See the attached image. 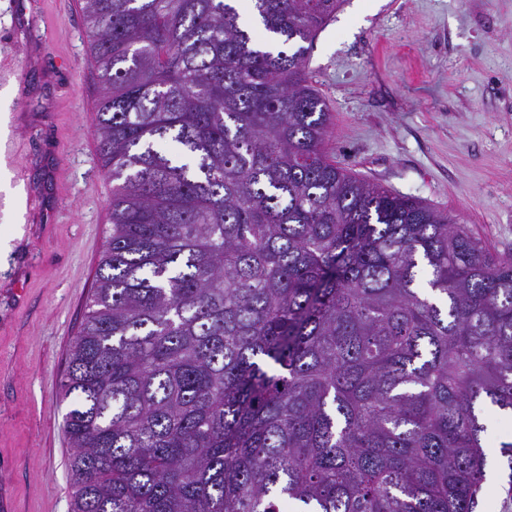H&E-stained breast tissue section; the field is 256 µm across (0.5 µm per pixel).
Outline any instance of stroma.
<instances>
[{
    "label": "stroma",
    "mask_w": 512,
    "mask_h": 512,
    "mask_svg": "<svg viewBox=\"0 0 512 512\" xmlns=\"http://www.w3.org/2000/svg\"><path fill=\"white\" fill-rule=\"evenodd\" d=\"M306 65L341 165L512 254V0H343ZM98 88L79 6L0 0V234L11 245L0 261V495L11 512H71L60 384L112 203ZM485 423L499 479L475 512H512L499 452L512 416L492 408Z\"/></svg>",
    "instance_id": "1"
}]
</instances>
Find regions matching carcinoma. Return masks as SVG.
<instances>
[{
	"mask_svg": "<svg viewBox=\"0 0 512 512\" xmlns=\"http://www.w3.org/2000/svg\"><path fill=\"white\" fill-rule=\"evenodd\" d=\"M81 0L111 230L64 399L72 512H474L512 256L340 166L341 0Z\"/></svg>",
	"mask_w": 512,
	"mask_h": 512,
	"instance_id": "carcinoma-1",
	"label": "carcinoma"
}]
</instances>
